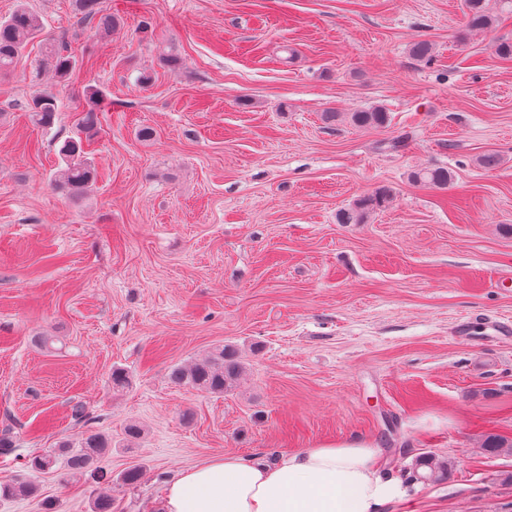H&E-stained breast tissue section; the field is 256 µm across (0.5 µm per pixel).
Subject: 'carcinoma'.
<instances>
[{
  "mask_svg": "<svg viewBox=\"0 0 512 512\" xmlns=\"http://www.w3.org/2000/svg\"><path fill=\"white\" fill-rule=\"evenodd\" d=\"M489 0H465V29L468 32H487L495 24V15L488 7ZM76 10L83 22H96L97 27L112 31L119 19L106 11L102 0H75ZM43 27L39 17L26 4L22 3L7 18L0 20V73H8L18 61L27 44L42 34ZM42 65L52 69L60 78L65 77L77 65L75 57L68 53V47L62 39L46 41ZM105 98L95 90L89 96V108L81 120L82 132L86 140L69 138L64 141L60 153L64 156L55 180L56 189L68 196L86 191L95 180V170L86 157L84 142L91 141L95 134L96 112L101 110ZM59 110L58 98L52 92H44L34 97L30 111L37 124L50 126ZM324 121L333 125L338 121H347L356 128H378L388 124V112L380 107L358 109L342 114L326 112ZM409 179L418 185L435 189H446L453 180V173L443 166H425L413 170ZM392 193L388 189H378L363 197L348 208L341 209L337 215L340 224H364L369 214L390 203ZM243 367L236 359L235 351L224 346L206 357L185 366L178 365L170 370L171 381L179 386L196 389L210 394H222L233 390L241 376ZM109 442L101 434L90 432L83 436L80 445L72 448L66 444L60 447L65 456L66 466L71 474H80L95 469ZM484 450L489 454L512 453V442L496 435L487 437ZM451 467V461L440 460L434 456H425L416 464L414 477L420 481H439Z\"/></svg>",
  "mask_w": 512,
  "mask_h": 512,
  "instance_id": "carcinoma-1",
  "label": "carcinoma"
}]
</instances>
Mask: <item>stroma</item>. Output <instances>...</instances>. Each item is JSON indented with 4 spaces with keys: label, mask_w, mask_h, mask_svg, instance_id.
Here are the masks:
<instances>
[{
    "label": "stroma",
    "mask_w": 512,
    "mask_h": 512,
    "mask_svg": "<svg viewBox=\"0 0 512 512\" xmlns=\"http://www.w3.org/2000/svg\"><path fill=\"white\" fill-rule=\"evenodd\" d=\"M27 2L78 65L54 77L36 44L0 75V483L34 484L0 512H94L103 492L160 512L171 475L210 457L350 437L405 491L380 512H512V454L483 449L512 440V60L494 50L512 12L470 35L464 0H104L123 19L104 35L72 0ZM421 39L431 62L410 54ZM46 87L61 110L44 128L28 104ZM95 89L96 181L68 197L59 149ZM371 106L386 127L321 119ZM428 165L448 189L409 180ZM383 187L367 223H337ZM226 345L232 391L170 381ZM88 430L112 441L96 474L28 473ZM428 454L447 478L413 480Z\"/></svg>",
    "instance_id": "35a3bbf8"
}]
</instances>
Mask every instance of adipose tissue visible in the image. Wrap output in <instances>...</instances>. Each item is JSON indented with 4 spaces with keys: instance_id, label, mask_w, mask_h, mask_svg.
Returning a JSON list of instances; mask_svg holds the SVG:
<instances>
[{
    "instance_id": "adipose-tissue-1",
    "label": "adipose tissue",
    "mask_w": 512,
    "mask_h": 512,
    "mask_svg": "<svg viewBox=\"0 0 512 512\" xmlns=\"http://www.w3.org/2000/svg\"><path fill=\"white\" fill-rule=\"evenodd\" d=\"M369 439L321 442L275 462L218 456L177 472L163 489L162 512H379L402 496L384 477Z\"/></svg>"
}]
</instances>
